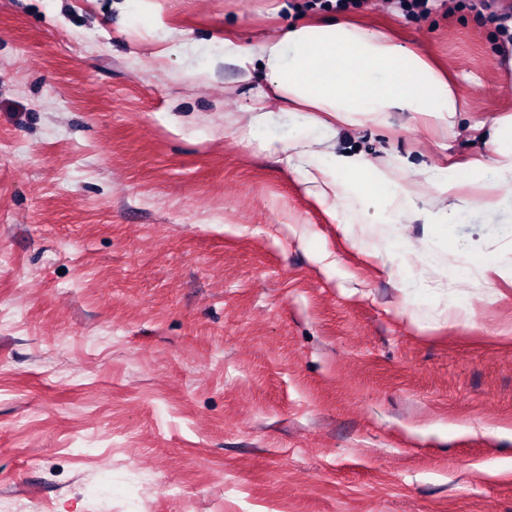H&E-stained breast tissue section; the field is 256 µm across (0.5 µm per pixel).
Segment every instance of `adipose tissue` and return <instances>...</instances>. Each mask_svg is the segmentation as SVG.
I'll return each instance as SVG.
<instances>
[{
  "mask_svg": "<svg viewBox=\"0 0 512 512\" xmlns=\"http://www.w3.org/2000/svg\"><path fill=\"white\" fill-rule=\"evenodd\" d=\"M222 59L241 67L244 79L260 74L276 102L313 113L315 136H289L282 147L286 161L302 163L301 174L320 202L341 201V209L330 212L339 225L372 213L374 252L394 255L406 271L420 266L427 277L447 275L446 267L425 265L421 247L393 238L391 232L405 208L428 191L445 197L458 184L483 181L489 190L512 194V119L496 121L491 128V164L476 161L435 173L415 170L402 181L365 155L329 149L340 124H383L392 112L424 113L444 122L460 110L445 75L384 32L336 19L295 24L256 47L225 39Z\"/></svg>",
  "mask_w": 512,
  "mask_h": 512,
  "instance_id": "ef3b65f1",
  "label": "adipose tissue"
}]
</instances>
